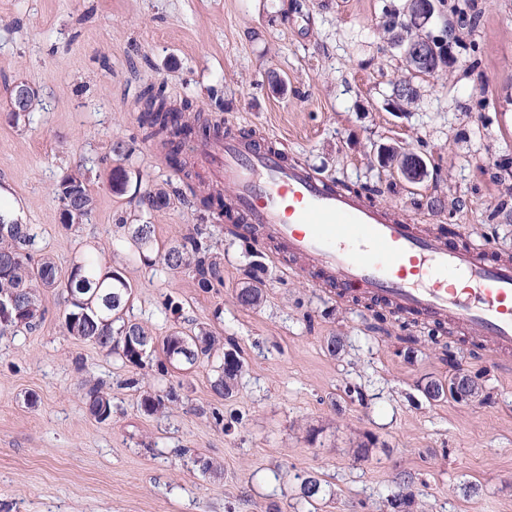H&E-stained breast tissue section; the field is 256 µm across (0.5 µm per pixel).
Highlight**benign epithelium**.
Segmentation results:
<instances>
[{
  "mask_svg": "<svg viewBox=\"0 0 512 512\" xmlns=\"http://www.w3.org/2000/svg\"><path fill=\"white\" fill-rule=\"evenodd\" d=\"M439 15V0H406L401 14V24L393 33L392 41L403 50L409 65L420 76L435 74L454 65L453 47L444 35L432 34L431 27ZM35 100L28 84L17 88L10 112L26 116L33 111ZM381 162L411 184L422 182L428 175L426 161L408 149L387 151ZM483 388L478 377L458 375L448 384V394L457 400H469Z\"/></svg>",
  "mask_w": 512,
  "mask_h": 512,
  "instance_id": "benign-epithelium-1",
  "label": "benign epithelium"
}]
</instances>
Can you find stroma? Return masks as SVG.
Masks as SVG:
<instances>
[{"label": "stroma", "mask_w": 512, "mask_h": 512, "mask_svg": "<svg viewBox=\"0 0 512 512\" xmlns=\"http://www.w3.org/2000/svg\"><path fill=\"white\" fill-rule=\"evenodd\" d=\"M404 4L0 0V202L35 228L33 259L51 255L65 272L93 254L131 284V319L160 337L186 320L207 326L246 362L237 394L221 399L212 363L166 375L152 357L125 365L70 336L59 297L46 294L35 332L0 338V512H392L407 477L410 512H512V353L491 355L451 327L443 355L424 342L428 325L380 321L375 306L324 293L274 246L228 235L217 215L136 204L181 183L139 126V93L154 85L339 186L368 189L373 205L512 257V0H443L456 63L429 78L384 29ZM17 81L38 97L19 123ZM403 81L417 86L414 103L394 98ZM119 140L133 142L131 156L113 155ZM397 147L426 160L423 182L382 165ZM79 164L94 209L68 230L57 186ZM116 167L121 191L109 182ZM122 220L153 225L159 251L203 228L223 283L204 290L145 265L120 241ZM252 268L263 300L249 308L236 296ZM461 372L481 378L482 395L425 397L428 381ZM132 377L175 389L178 402L144 415L124 385ZM89 379L112 394L106 422L87 412ZM233 411L239 421L224 430ZM310 476L323 480L314 502L301 495Z\"/></svg>", "instance_id": "1"}]
</instances>
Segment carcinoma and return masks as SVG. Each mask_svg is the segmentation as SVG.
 Listing matches in <instances>:
<instances>
[{
    "label": "carcinoma",
    "mask_w": 512,
    "mask_h": 512,
    "mask_svg": "<svg viewBox=\"0 0 512 512\" xmlns=\"http://www.w3.org/2000/svg\"><path fill=\"white\" fill-rule=\"evenodd\" d=\"M144 110L141 126L148 130V136L160 139L169 152L178 154L182 147L195 139L207 135L211 125L201 120V115L190 116L189 102L177 108L168 103L161 91L149 89L143 94ZM89 169L82 165L66 174L58 184V198L62 203L60 220L71 229L87 221L91 210L76 214L73 208L80 201L93 203L87 190ZM170 194L164 190L146 191L139 195L138 207L146 212L159 210L170 204ZM183 201L207 212L213 205L224 207L222 195L201 199L196 196H183ZM123 238L147 265L159 262L169 271L187 270L200 288H211L224 281L221 258L204 236L203 230L196 228L174 240L158 258L151 257L154 242V227L151 224H121ZM37 233L30 224H16L12 214L0 208V297L21 294L31 310L6 312L0 310V335L9 332H34L45 318L43 298L54 292L64 299L67 309L64 325L67 333L83 341L95 344L108 355L118 356L132 366L143 365V357L137 349L151 353L160 351L161 372L168 368L186 371L201 359L216 358V376L211 381L213 393L226 400L236 395L239 381L245 371V361L236 352L224 350V337L204 327H193L187 331L173 330L162 338L140 322L126 317L132 286L128 281L112 271L104 269L95 260L83 257L74 271L61 274L58 266L44 255L38 262L32 261L30 249ZM262 289L254 284L241 288L237 294L243 306L260 303ZM125 385L142 391L138 408L148 416L165 412L166 404L175 402L178 395L169 390L164 395L153 394L142 389L141 381L128 379ZM88 413L99 422L112 418V396L100 381L94 382L86 393ZM322 491L321 480L316 476L306 478L302 483V495L308 501H315Z\"/></svg>",
    "instance_id": "carcinoma-1"
}]
</instances>
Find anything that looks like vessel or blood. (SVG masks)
I'll return each instance as SVG.
<instances>
[{
	"label": "vessel or blood",
	"mask_w": 512,
	"mask_h": 512,
	"mask_svg": "<svg viewBox=\"0 0 512 512\" xmlns=\"http://www.w3.org/2000/svg\"><path fill=\"white\" fill-rule=\"evenodd\" d=\"M215 130L191 146L212 182L230 190L240 222L303 261L314 285L342 297L394 305L399 316L449 321L482 333L492 352L512 350V261L486 244L450 245L286 163L247 136Z\"/></svg>",
	"instance_id": "1"
}]
</instances>
